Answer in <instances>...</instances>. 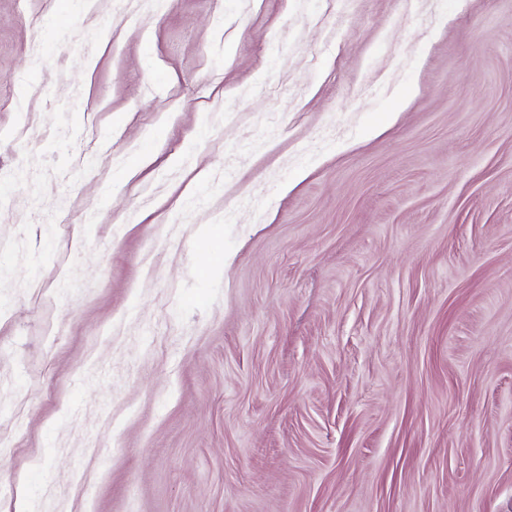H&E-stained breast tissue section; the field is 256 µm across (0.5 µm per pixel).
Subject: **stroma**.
<instances>
[{"label": "stroma", "instance_id": "stroma-1", "mask_svg": "<svg viewBox=\"0 0 512 512\" xmlns=\"http://www.w3.org/2000/svg\"><path fill=\"white\" fill-rule=\"evenodd\" d=\"M0 512H512V0H0Z\"/></svg>", "mask_w": 512, "mask_h": 512}]
</instances>
